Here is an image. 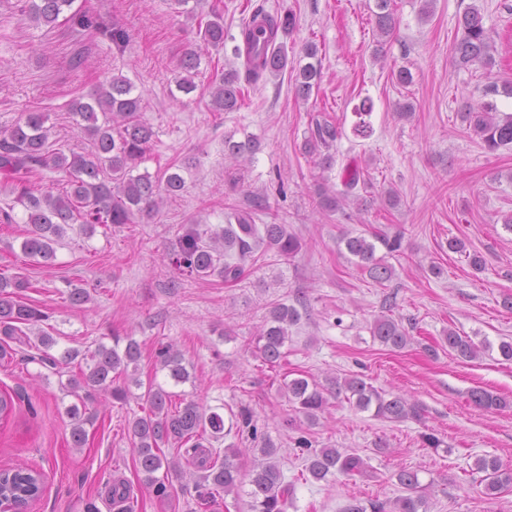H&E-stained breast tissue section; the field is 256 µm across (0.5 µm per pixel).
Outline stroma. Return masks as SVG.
<instances>
[{
	"mask_svg": "<svg viewBox=\"0 0 512 512\" xmlns=\"http://www.w3.org/2000/svg\"><path fill=\"white\" fill-rule=\"evenodd\" d=\"M224 17V48L200 54L196 91L176 88L183 54L201 39L197 20L175 0H76L83 11L130 36L118 48L108 35L86 33L59 20L34 26L24 20L18 0H0V127L22 111L47 117L53 140L64 149L91 153V140L73 125L69 104L87 97L99 82L121 76L142 96L152 126V148L137 173H180L185 187L151 217L135 224L96 226L92 236L68 231L52 266L36 264L21 250L29 227L16 205L10 182L0 179V274H22L31 283L26 302L52 314V334L60 347L80 350L133 337L141 348L136 378L173 386L184 400L228 410L248 408L259 434L277 448L275 456L295 488L287 512H342L350 499L393 501L402 495L396 475L417 471L427 487L428 512H512V491L484 495L471 467L494 457L512 467V362L499 344L512 341V148L486 151L471 136L462 115L478 111L489 82L512 84V0H433L421 18L424 0H394L396 26L379 39L369 0H212ZM476 4L494 41L495 65L466 68L454 63L458 21ZM269 13L293 12L297 27L285 41L288 67L279 76L248 87L234 112L209 108L207 86L216 70L240 68L232 49L240 42L243 18L256 5ZM321 62L318 90L299 98L294 75L305 64L307 45ZM382 45L384 56L372 55ZM83 53L86 67L70 60ZM409 68L413 81L399 84L392 73ZM371 99L367 135L354 131V108ZM411 102L410 117L397 104ZM327 120L341 136L329 150L330 168L308 156L302 143L315 121ZM251 142L250 161L224 158V139ZM366 167L372 186L355 205L323 211L320 188L339 189L347 162ZM398 198L396 206L387 194ZM267 201L259 224H282L302 244L293 258L259 244L243 276L180 275L167 255L182 227L191 222L219 226L233 209L254 197ZM13 223H6L4 211ZM401 235L399 254L389 257L395 273L386 287L363 277L340 239L344 234ZM465 241L466 253L448 249ZM484 260L475 270L466 257ZM441 275H433L431 266ZM91 289V302L74 305L67 283ZM394 292L385 308L386 292ZM303 294L307 306L289 329L288 355L279 366L263 362L254 339L277 302ZM413 320L410 343L393 350L373 341L369 328L381 315ZM485 343L479 357L463 360L442 348L448 330ZM172 343L189 373L171 385L155 351ZM435 353H427V346ZM0 361V392L15 410L0 424V467L24 463L45 476V489L31 512H249V483L239 495L216 493L209 506L189 494L163 497L147 489L138 470L128 423L147 413L139 399L121 404L101 392L89 403L98 419L84 447L70 441L61 377L55 369L29 361V349L12 343ZM357 373L388 393L420 405V419L390 422L362 412L345 400H330L315 427L292 411L283 384L297 377L322 381ZM482 388L505 399L501 410L474 406L469 393ZM310 431L318 445L348 450L370 466L365 477L314 481L295 441ZM435 433L445 446L425 447ZM121 481L130 498L112 503V484Z\"/></svg>",
	"mask_w": 512,
	"mask_h": 512,
	"instance_id": "35a3bbf8",
	"label": "stroma"
}]
</instances>
